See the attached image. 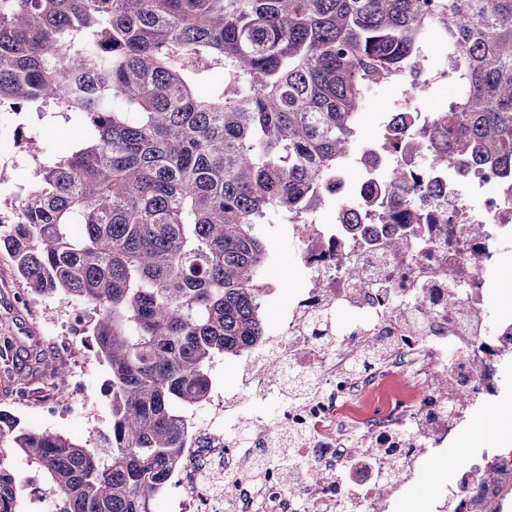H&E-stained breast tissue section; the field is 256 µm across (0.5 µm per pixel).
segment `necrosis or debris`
<instances>
[{
  "instance_id": "necrosis-or-debris-1",
  "label": "necrosis or debris",
  "mask_w": 512,
  "mask_h": 512,
  "mask_svg": "<svg viewBox=\"0 0 512 512\" xmlns=\"http://www.w3.org/2000/svg\"><path fill=\"white\" fill-rule=\"evenodd\" d=\"M358 156L357 186L330 192L334 223L284 219L288 232L305 228L297 235L310 276L276 335L232 358L240 388L213 389L184 412L185 448L159 497L165 512H390L422 462L447 452L497 390L512 322L496 318L489 299L500 247L512 242V185L434 169L414 153L411 168L431 179L411 209L428 221L404 226L373 202L397 158L373 144ZM465 180L481 208L464 202ZM400 237L406 246L394 249ZM260 399L275 402V415L253 412L240 433L242 410ZM284 433L295 434L293 454L312 478L291 486L270 464L248 480L247 456ZM495 470L512 482V451L469 449L454 482L420 512H481L474 490Z\"/></svg>"
}]
</instances>
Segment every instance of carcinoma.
<instances>
[{"instance_id": "obj_1", "label": "carcinoma", "mask_w": 512, "mask_h": 512, "mask_svg": "<svg viewBox=\"0 0 512 512\" xmlns=\"http://www.w3.org/2000/svg\"><path fill=\"white\" fill-rule=\"evenodd\" d=\"M436 34L464 91L384 127L404 158L512 178V0H0V107L84 130L36 160L0 250L34 294L90 311L107 431L74 441L0 410V512L23 454L57 512H154L184 448L174 405L206 399L218 358L257 348L254 274L272 214L348 181L366 89L411 78ZM426 172L394 169L406 206Z\"/></svg>"}]
</instances>
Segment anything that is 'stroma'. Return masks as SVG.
<instances>
[{"mask_svg":"<svg viewBox=\"0 0 512 512\" xmlns=\"http://www.w3.org/2000/svg\"><path fill=\"white\" fill-rule=\"evenodd\" d=\"M403 86L391 83L373 88L367 95L362 116L360 141H375L390 118L393 103L403 93ZM32 138L41 154L58 151L65 140L82 135L78 125L63 118H31L25 121L10 112H0V201L7 200L18 186L29 183L34 159L15 143L17 131ZM270 250L277 262L271 270L274 279L285 286L270 297L266 309V327L274 329L277 317L287 309L291 288L301 283L306 271L298 259L295 240L288 235L268 236ZM78 306L68 299L57 298L45 303L32 299L26 282L18 274L14 261L0 251V336H11L14 343L12 361L0 360V410L18 416L32 429L49 428L73 440L85 439L90 429L102 428L111 418L110 400L106 395L108 370L93 351L78 346L60 349L57 337L70 335ZM70 369L69 383L57 387L54 371L60 365ZM56 404L59 413L46 418L42 403ZM460 453L451 447L445 456L430 461L407 498L395 512H417L418 499L433 494L437 484L450 480L451 466Z\"/></svg>","mask_w":512,"mask_h":512,"instance_id":"obj_1","label":"stroma"}]
</instances>
